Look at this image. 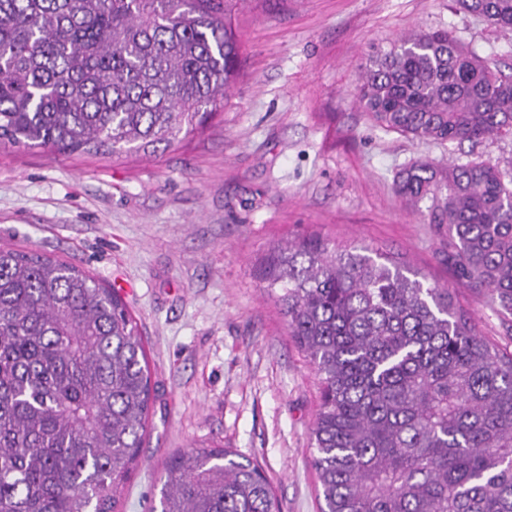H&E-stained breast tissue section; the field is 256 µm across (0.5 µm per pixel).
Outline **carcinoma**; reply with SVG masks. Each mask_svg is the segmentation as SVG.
<instances>
[{
  "label": "carcinoma",
  "mask_w": 512,
  "mask_h": 512,
  "mask_svg": "<svg viewBox=\"0 0 512 512\" xmlns=\"http://www.w3.org/2000/svg\"><path fill=\"white\" fill-rule=\"evenodd\" d=\"M237 0H0V144L156 153L224 107L240 67ZM512 28V0H459ZM355 103L414 139L512 137V74L446 28L375 56ZM399 197L430 202L453 286L365 247L288 240L262 278L321 386V512H512V352L458 303L512 316V166L414 160ZM151 374L127 304L86 271L0 248V512H114L146 435ZM160 512H278L250 457L193 448Z\"/></svg>",
  "instance_id": "obj_1"
}]
</instances>
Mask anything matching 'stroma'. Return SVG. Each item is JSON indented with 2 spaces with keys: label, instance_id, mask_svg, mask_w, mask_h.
<instances>
[{
  "label": "stroma",
  "instance_id": "stroma-1",
  "mask_svg": "<svg viewBox=\"0 0 512 512\" xmlns=\"http://www.w3.org/2000/svg\"><path fill=\"white\" fill-rule=\"evenodd\" d=\"M241 70L221 114L158 155L0 145V245L90 272L135 318L152 375L150 423L116 512H157L169 459L233 448L258 461L281 512H319L311 428L318 380L259 275L282 242L367 246L419 280L452 283L448 241L396 194L413 159L507 164L512 138L420 142L352 101L370 59L448 28L512 72V28L457 0H244ZM480 333L507 325L481 291Z\"/></svg>",
  "mask_w": 512,
  "mask_h": 512
}]
</instances>
